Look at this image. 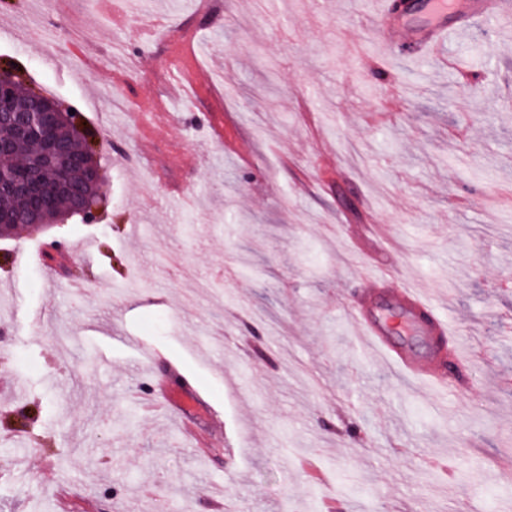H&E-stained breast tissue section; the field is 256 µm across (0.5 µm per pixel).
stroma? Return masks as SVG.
<instances>
[{
  "label": "stroma",
  "instance_id": "35a3bbf8",
  "mask_svg": "<svg viewBox=\"0 0 512 512\" xmlns=\"http://www.w3.org/2000/svg\"><path fill=\"white\" fill-rule=\"evenodd\" d=\"M380 7L0 8V63L80 112L106 194L0 240V512H512V28L398 57ZM370 273L474 353L444 392L358 344Z\"/></svg>",
  "mask_w": 512,
  "mask_h": 512
}]
</instances>
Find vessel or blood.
Returning a JSON list of instances; mask_svg holds the SVG:
<instances>
[{"instance_id": "obj_1", "label": "vessel or blood", "mask_w": 512, "mask_h": 512, "mask_svg": "<svg viewBox=\"0 0 512 512\" xmlns=\"http://www.w3.org/2000/svg\"><path fill=\"white\" fill-rule=\"evenodd\" d=\"M429 3L431 24L424 30L414 31L397 16L391 0H385L377 17L376 36L392 54H400L405 47L421 52L447 37L449 29L465 28L476 19L496 16L507 23L512 21V0H429ZM382 298L399 310L413 333L424 341V349L411 348L394 336L392 325L378 306ZM352 315L363 344L398 371L408 386L441 388V373L446 364L462 361L460 350L447 345L451 330L439 307L412 288L403 286L385 291L380 280H373L366 298L353 307Z\"/></svg>"}]
</instances>
